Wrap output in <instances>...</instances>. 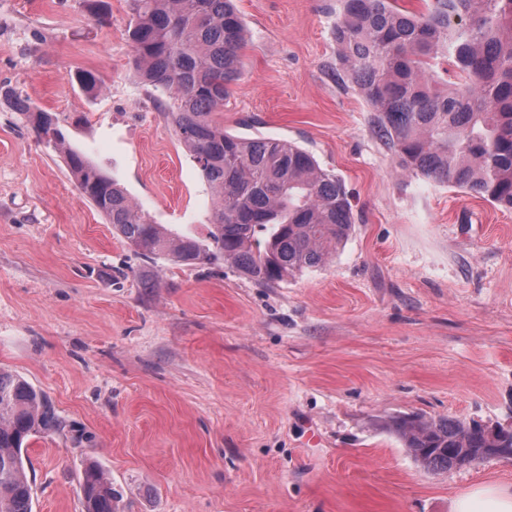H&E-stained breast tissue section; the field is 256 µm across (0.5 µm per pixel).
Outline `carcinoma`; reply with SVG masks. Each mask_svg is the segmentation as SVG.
<instances>
[{
	"mask_svg": "<svg viewBox=\"0 0 512 512\" xmlns=\"http://www.w3.org/2000/svg\"><path fill=\"white\" fill-rule=\"evenodd\" d=\"M129 40L141 80L169 95L166 118L213 196L208 239L153 224L83 153L66 163L79 191L127 244L175 264L224 261L264 285L326 263L354 224L344 182L284 139L224 132L215 119L242 76L245 24L233 0H129ZM336 0L339 69L375 112L376 132L405 173L512 210V0ZM0 102L30 122L38 108L0 86ZM49 145L63 132L34 125ZM57 426L48 397L0 369V512H32L22 447ZM391 430L432 473L512 448V436L464 419L398 417ZM83 512H116L112 483L90 464Z\"/></svg>",
	"mask_w": 512,
	"mask_h": 512,
	"instance_id": "obj_1",
	"label": "carcinoma"
}]
</instances>
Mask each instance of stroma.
I'll return each instance as SVG.
<instances>
[{"label": "stroma", "mask_w": 512, "mask_h": 512, "mask_svg": "<svg viewBox=\"0 0 512 512\" xmlns=\"http://www.w3.org/2000/svg\"><path fill=\"white\" fill-rule=\"evenodd\" d=\"M106 2L100 25L88 0H0V84L153 223L205 238L211 191L167 95L138 77L128 0ZM235 4L243 77L219 121L312 152L342 178L354 229L274 286L223 262L150 261L0 106V368L60 422L23 451L32 512H82L91 461L118 512H451L512 484L508 459L426 472L386 427H512V211L401 171L338 70L335 0Z\"/></svg>", "instance_id": "35a3bbf8"}]
</instances>
